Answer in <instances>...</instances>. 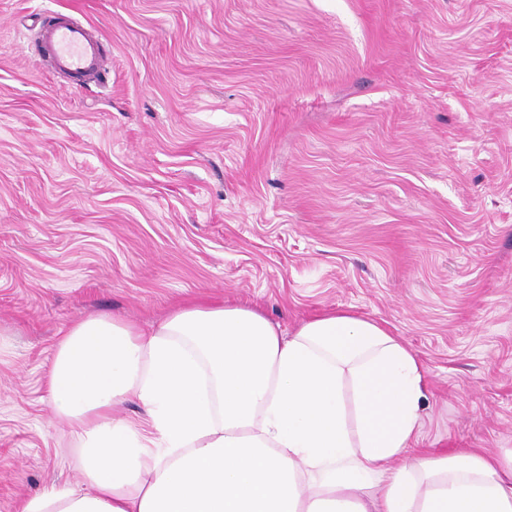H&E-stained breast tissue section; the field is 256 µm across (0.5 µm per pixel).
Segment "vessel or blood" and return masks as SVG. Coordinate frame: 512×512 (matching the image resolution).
Returning a JSON list of instances; mask_svg holds the SVG:
<instances>
[{
    "label": "vessel or blood",
    "instance_id": "b4317fda",
    "mask_svg": "<svg viewBox=\"0 0 512 512\" xmlns=\"http://www.w3.org/2000/svg\"><path fill=\"white\" fill-rule=\"evenodd\" d=\"M39 54L50 60L53 73L87 82L105 77L112 66L98 34L70 16L53 11L41 23Z\"/></svg>",
    "mask_w": 512,
    "mask_h": 512
}]
</instances>
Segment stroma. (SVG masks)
Segmentation results:
<instances>
[{"mask_svg": "<svg viewBox=\"0 0 512 512\" xmlns=\"http://www.w3.org/2000/svg\"><path fill=\"white\" fill-rule=\"evenodd\" d=\"M112 60L50 76L44 10ZM344 309L428 370L418 445L512 448V0H0V512L81 480L59 332Z\"/></svg>", "mask_w": 512, "mask_h": 512, "instance_id": "stroma-1", "label": "stroma"}]
</instances>
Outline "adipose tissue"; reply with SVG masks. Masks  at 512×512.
Here are the masks:
<instances>
[{"mask_svg":"<svg viewBox=\"0 0 512 512\" xmlns=\"http://www.w3.org/2000/svg\"><path fill=\"white\" fill-rule=\"evenodd\" d=\"M47 387L83 480L19 512H512V450H415L426 369L347 310L289 331L238 303L89 317ZM131 396L143 418H113Z\"/></svg>","mask_w":512,"mask_h":512,"instance_id":"1","label":"adipose tissue"}]
</instances>
